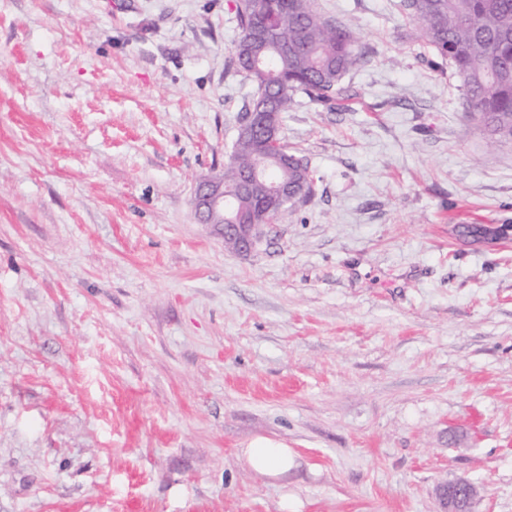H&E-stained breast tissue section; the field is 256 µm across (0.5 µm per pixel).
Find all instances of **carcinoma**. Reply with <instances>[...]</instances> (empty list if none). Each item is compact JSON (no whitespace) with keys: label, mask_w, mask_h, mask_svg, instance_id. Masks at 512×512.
<instances>
[{"label":"carcinoma","mask_w":512,"mask_h":512,"mask_svg":"<svg viewBox=\"0 0 512 512\" xmlns=\"http://www.w3.org/2000/svg\"><path fill=\"white\" fill-rule=\"evenodd\" d=\"M402 8L419 29V38L446 59L460 80L466 112L479 115L486 134L495 142L512 143V0H402ZM238 38L230 67L252 86L245 111H253L255 99L270 95L274 111H289L298 93L321 104L349 98L344 76L365 59L350 28L321 16L314 0H238ZM266 24L270 42L265 68L275 80L248 66L253 28ZM264 142L239 136L232 145L230 163L224 167V191L241 182ZM276 179L305 188L312 194L309 166H275ZM267 187L255 184L238 198L241 211H258Z\"/></svg>","instance_id":"obj_1"}]
</instances>
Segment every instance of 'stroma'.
<instances>
[{
  "instance_id": "1",
  "label": "stroma",
  "mask_w": 512,
  "mask_h": 512,
  "mask_svg": "<svg viewBox=\"0 0 512 512\" xmlns=\"http://www.w3.org/2000/svg\"><path fill=\"white\" fill-rule=\"evenodd\" d=\"M399 4L315 0L366 58L284 113L314 192L242 255L193 207L235 0H0V512H512V145ZM239 456L249 469L275 480L287 475L295 465L291 448L266 439H258L249 448L240 449ZM461 493H465L471 500H474L478 495L477 488L464 478H456L440 485L436 493L439 512H460L459 498Z\"/></svg>"
}]
</instances>
